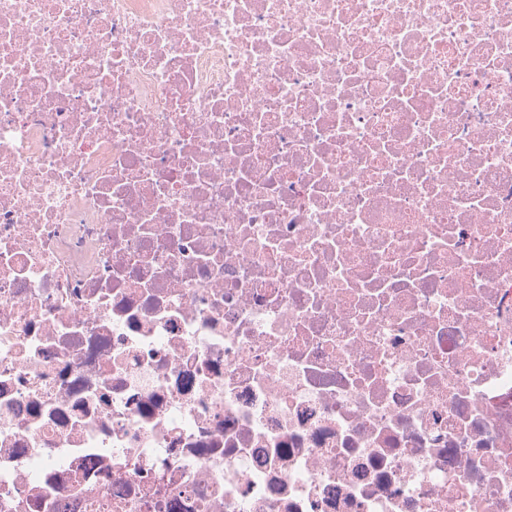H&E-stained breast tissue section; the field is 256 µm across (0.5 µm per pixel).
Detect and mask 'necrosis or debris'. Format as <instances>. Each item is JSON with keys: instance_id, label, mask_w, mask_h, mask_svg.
Wrapping results in <instances>:
<instances>
[{"instance_id": "1", "label": "necrosis or debris", "mask_w": 512, "mask_h": 512, "mask_svg": "<svg viewBox=\"0 0 512 512\" xmlns=\"http://www.w3.org/2000/svg\"><path fill=\"white\" fill-rule=\"evenodd\" d=\"M0 512H512V0H0Z\"/></svg>"}]
</instances>
